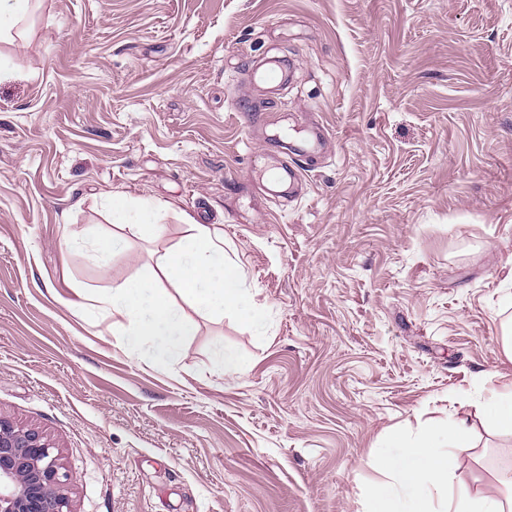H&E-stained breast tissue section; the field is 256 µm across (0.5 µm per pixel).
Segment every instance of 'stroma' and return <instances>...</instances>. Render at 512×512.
<instances>
[{"instance_id":"stroma-1","label":"stroma","mask_w":512,"mask_h":512,"mask_svg":"<svg viewBox=\"0 0 512 512\" xmlns=\"http://www.w3.org/2000/svg\"><path fill=\"white\" fill-rule=\"evenodd\" d=\"M0 53V416L54 444L69 512H365L389 433L451 413L455 478L512 479L479 410L512 367V0H40ZM315 124L293 198L266 174ZM112 195L164 204L161 237ZM186 213L267 328L196 318L161 372L74 287L142 278ZM71 231L121 238L108 271ZM219 343L248 370L211 374ZM110 217L112 224H116L123 230H128L134 236L141 238L159 235L162 225L159 224L160 212L163 204L151 199H138L132 207L112 198ZM134 212V217L131 213Z\"/></svg>"}]
</instances>
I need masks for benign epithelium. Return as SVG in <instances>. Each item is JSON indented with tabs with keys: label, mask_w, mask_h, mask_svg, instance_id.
Returning a JSON list of instances; mask_svg holds the SVG:
<instances>
[{
	"label": "benign epithelium",
	"mask_w": 512,
	"mask_h": 512,
	"mask_svg": "<svg viewBox=\"0 0 512 512\" xmlns=\"http://www.w3.org/2000/svg\"><path fill=\"white\" fill-rule=\"evenodd\" d=\"M70 480L47 438L0 416V512H64Z\"/></svg>",
	"instance_id": "7a95c632"
}]
</instances>
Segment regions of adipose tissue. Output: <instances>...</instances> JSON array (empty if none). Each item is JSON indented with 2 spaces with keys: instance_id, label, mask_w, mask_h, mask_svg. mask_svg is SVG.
Listing matches in <instances>:
<instances>
[{
  "instance_id": "obj_1",
  "label": "adipose tissue",
  "mask_w": 512,
  "mask_h": 512,
  "mask_svg": "<svg viewBox=\"0 0 512 512\" xmlns=\"http://www.w3.org/2000/svg\"><path fill=\"white\" fill-rule=\"evenodd\" d=\"M162 206L150 199L125 205L112 200L113 224L147 238L162 231ZM186 235L173 250L157 257L150 274L133 283L104 289L97 301L114 319L112 333L123 354L165 371L193 334V315H232L257 331L266 316L245 286V275L224 252V237L215 228L188 219ZM482 411L491 428L512 436V379L490 391ZM468 420L457 414L409 442L391 435L380 454L384 479L371 483V512H512V482L504 488L473 493L453 482L452 451L465 447Z\"/></svg>"
}]
</instances>
